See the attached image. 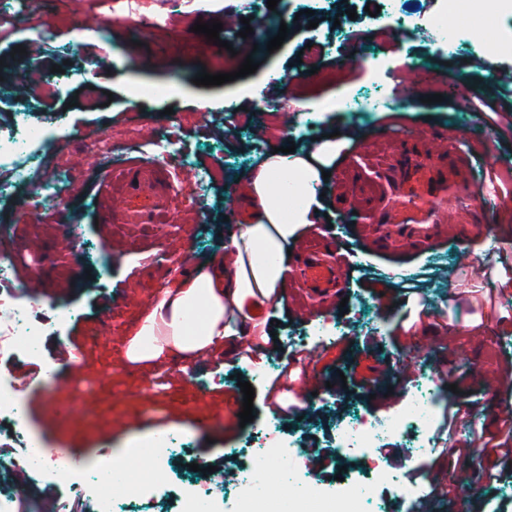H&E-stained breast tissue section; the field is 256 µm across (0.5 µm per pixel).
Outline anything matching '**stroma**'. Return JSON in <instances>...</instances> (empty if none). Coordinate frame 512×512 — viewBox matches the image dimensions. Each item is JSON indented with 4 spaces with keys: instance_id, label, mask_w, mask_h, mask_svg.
Instances as JSON below:
<instances>
[{
    "instance_id": "1",
    "label": "stroma",
    "mask_w": 512,
    "mask_h": 512,
    "mask_svg": "<svg viewBox=\"0 0 512 512\" xmlns=\"http://www.w3.org/2000/svg\"><path fill=\"white\" fill-rule=\"evenodd\" d=\"M369 4L379 14L369 15ZM442 8L443 0H279L267 24L245 36L242 21L255 14L253 0H215L199 12L179 0H83L78 14L70 0L37 6L0 0V10L14 13L0 24V132L16 128L21 108L35 109L42 125L67 140L72 170L63 185L49 186L41 223H28L27 210L0 205V251L15 259L17 287H27L35 273L46 283L34 313L44 328L40 357H2L0 375L27 380L25 425L43 447L67 449L86 469L103 454L170 435L165 482L151 499L124 501V512H178L180 487L205 479L190 463H212L219 479L228 470L244 471L252 464L249 438L268 425L297 448L292 464L311 493L344 479L367 483L370 499L385 512H413L417 503L425 512H512V468L483 449L512 435L498 419L500 412L512 413V391L502 385L512 367V289L502 286L503 279L512 280V258L504 259L503 245L486 242L497 224L512 222V83L501 80L512 72V15L488 20L473 12L458 20L443 44L423 28ZM133 9L168 24L139 36L125 21ZM285 13L293 17L290 32L279 49L268 51ZM228 14L233 20L219 33L221 45L193 33L195 22ZM81 15L107 21L109 35L83 30ZM313 18L319 21L314 28ZM182 38L193 42L191 55L179 51ZM308 45L320 47V55L298 64ZM248 56L259 64L255 73L217 86L195 84L201 72L235 71ZM56 66L63 72L48 95L37 93L23 74ZM143 87L165 94L135 97ZM436 93L444 94L443 102H431ZM299 97H348L374 108L299 112L293 108ZM166 124L181 136L172 162L183 181L161 217L179 225V232L165 236L152 226L113 223L112 203L99 186L112 155L86 153L80 131L106 133L115 152L150 161L154 129ZM347 126L359 137L337 158L325 188L328 221L316 226L304 247L339 255L352 207H383L371 170L396 167L403 140L416 132L422 135L417 156L427 171L447 175L462 195L455 223L487 225L486 236L463 243L449 228L440 244L403 255L365 245L342 293L316 302L301 283L290 286L277 311L275 347L251 350L247 359L225 362L219 349L186 364L130 363L128 342L156 294L183 271L184 255L204 263L222 252L224 235L234 231L227 217L237 205L235 178L266 152L305 148L328 128ZM435 140L447 144V153L432 149ZM474 157L479 174L496 185V197L483 201L472 193L464 167ZM465 248L474 266L463 270ZM156 250L161 262H139L141 252ZM395 267L424 279L422 295H403L386 280V270ZM105 322L112 343H94ZM318 327L323 337L310 339ZM309 349L315 356L306 375L314 386L279 377L289 355ZM76 350L79 369L46 393L37 376L48 367L64 372ZM460 350L478 368H493V376L477 385L467 381L456 358ZM408 355L416 359L408 377L419 392L472 417L447 441L433 429L384 440V447L400 451L388 465L396 482L371 485L363 467L337 457V430L348 419L379 418L404 406L399 360ZM242 379L255 390V418L245 425L226 408L227 398L242 399ZM274 379L293 386L298 416L275 412L267 396ZM50 395L57 410L45 405ZM90 395L96 406L89 412L83 402ZM446 446L454 450L452 459L435 473L432 462ZM312 448L336 456V463L309 466ZM0 485L23 500L39 496L51 508L78 495L63 470L37 485L1 472ZM473 487L480 499L471 498Z\"/></svg>"
}]
</instances>
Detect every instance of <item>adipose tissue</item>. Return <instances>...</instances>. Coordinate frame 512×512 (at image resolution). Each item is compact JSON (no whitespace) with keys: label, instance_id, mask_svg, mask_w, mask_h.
<instances>
[{"label":"adipose tissue","instance_id":"1","mask_svg":"<svg viewBox=\"0 0 512 512\" xmlns=\"http://www.w3.org/2000/svg\"><path fill=\"white\" fill-rule=\"evenodd\" d=\"M350 133L320 138L307 149L268 153L243 177L249 219L228 237L220 257L183 274L156 298L127 347L130 362L192 358L223 345L232 359L236 341L268 343L288 286L291 248L302 229L318 223L325 199L322 173Z\"/></svg>","mask_w":512,"mask_h":512}]
</instances>
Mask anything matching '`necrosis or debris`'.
Listing matches in <instances>:
<instances>
[{"mask_svg":"<svg viewBox=\"0 0 512 512\" xmlns=\"http://www.w3.org/2000/svg\"><path fill=\"white\" fill-rule=\"evenodd\" d=\"M64 147L60 140L51 137L32 114L24 112L15 132L0 134V162L17 157L24 163L19 169V183L12 195L20 202L33 205L43 199L42 186L47 172L41 158L62 160ZM14 260L0 258V356L35 359L40 355L41 326L36 325L31 312L36 298L25 288L15 285ZM25 410V387L13 376H0V423L10 422L7 432L10 440L19 443V461L0 459V470H22L37 481L50 479L61 467L73 472L78 487L84 488L82 498L84 512H116L118 501L146 497L153 485L166 478L164 465H156L151 479L144 480L135 473L139 460L147 455L158 454L168 447L167 435L156 436L150 444L125 449L121 456L104 455L93 475L85 471L61 448L42 447L38 438L22 429ZM437 416L433 404L420 396H412L406 404L387 416L376 419H360L342 425L338 447L342 455L356 458L368 467L377 483L390 484L393 474L369 456L370 448L376 447L385 437L403 433L413 428L425 431L431 428ZM276 439L274 430L258 433L251 441L254 469L245 471L236 492H228L211 485H191L184 489L180 499V512H309L308 487L301 486L285 500L267 497L260 483L263 471L278 469L287 474V463H275L270 445Z\"/></svg>","mask_w":512,"mask_h":512,"instance_id":"obj_1","label":"necrosis or debris"}]
</instances>
